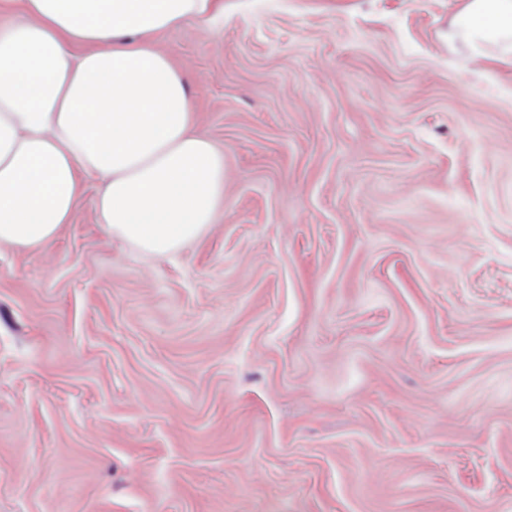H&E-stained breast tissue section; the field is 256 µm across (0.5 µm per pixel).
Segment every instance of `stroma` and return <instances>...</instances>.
<instances>
[{
	"mask_svg": "<svg viewBox=\"0 0 512 512\" xmlns=\"http://www.w3.org/2000/svg\"><path fill=\"white\" fill-rule=\"evenodd\" d=\"M465 2L161 37L224 207L144 255L93 183L0 246V512H512V61Z\"/></svg>",
	"mask_w": 512,
	"mask_h": 512,
	"instance_id": "35a3bbf8",
	"label": "stroma"
}]
</instances>
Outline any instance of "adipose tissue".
Returning a JSON list of instances; mask_svg holds the SVG:
<instances>
[{"label": "adipose tissue", "instance_id": "obj_1", "mask_svg": "<svg viewBox=\"0 0 512 512\" xmlns=\"http://www.w3.org/2000/svg\"><path fill=\"white\" fill-rule=\"evenodd\" d=\"M223 17L224 0H0V245L52 242L89 181L103 232L142 253L214 223L224 155L156 40ZM453 25L479 58L512 54V0H467Z\"/></svg>", "mask_w": 512, "mask_h": 512}]
</instances>
